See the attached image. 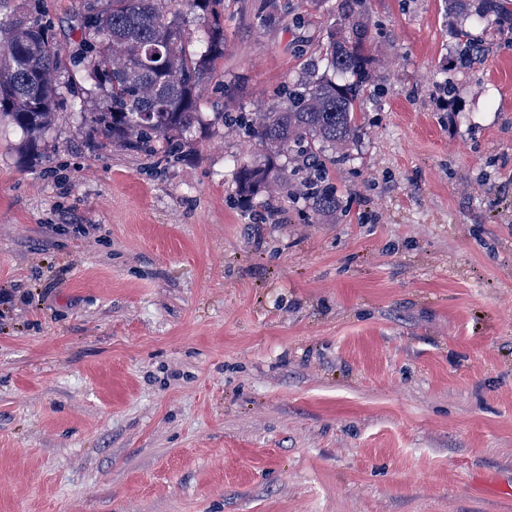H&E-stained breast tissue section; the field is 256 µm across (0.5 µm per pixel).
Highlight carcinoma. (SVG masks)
<instances>
[{"mask_svg":"<svg viewBox=\"0 0 512 512\" xmlns=\"http://www.w3.org/2000/svg\"><path fill=\"white\" fill-rule=\"evenodd\" d=\"M366 2L339 0L325 69L306 70L272 111L234 118L263 147L259 159L235 168L240 195L288 191L286 157L308 172L316 213H336L328 171L359 137L373 64ZM185 11L198 20L195 37L185 33ZM73 32L78 50L66 61L52 23L27 14L0 22V126L37 150L64 100L93 145L102 136L168 163L194 149L193 134L209 125L196 89L224 58V0H84ZM455 35L456 67L464 69L484 45L463 27Z\"/></svg>","mask_w":512,"mask_h":512,"instance_id":"obj_1","label":"carcinoma"}]
</instances>
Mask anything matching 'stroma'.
Wrapping results in <instances>:
<instances>
[{
    "label": "stroma",
    "instance_id": "stroma-1",
    "mask_svg": "<svg viewBox=\"0 0 512 512\" xmlns=\"http://www.w3.org/2000/svg\"><path fill=\"white\" fill-rule=\"evenodd\" d=\"M225 0L208 112L269 111L338 0ZM83 0H5L62 49ZM339 207L241 201L232 125L163 164L0 133V512H512V31L370 0ZM455 35L457 40L455 67L465 69L477 55L483 52L485 46L480 44V41L472 38L465 27L457 28Z\"/></svg>",
    "mask_w": 512,
    "mask_h": 512
}]
</instances>
